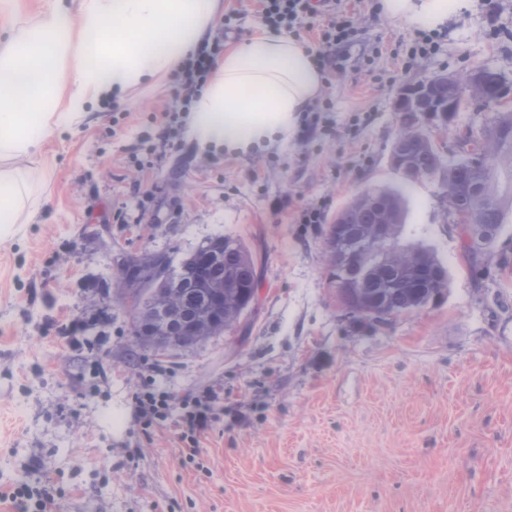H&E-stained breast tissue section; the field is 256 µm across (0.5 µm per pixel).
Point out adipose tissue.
Segmentation results:
<instances>
[{
  "label": "adipose tissue",
  "mask_w": 512,
  "mask_h": 512,
  "mask_svg": "<svg viewBox=\"0 0 512 512\" xmlns=\"http://www.w3.org/2000/svg\"><path fill=\"white\" fill-rule=\"evenodd\" d=\"M388 18L439 30L471 0H380ZM219 0H43L26 16L0 0V240L23 223L36 182L16 159L36 160L51 129L80 123L92 105L123 100L133 87L176 70L208 39ZM312 50L262 29L225 52L189 107L188 135L199 148L245 152L289 137L321 95Z\"/></svg>",
  "instance_id": "1"
}]
</instances>
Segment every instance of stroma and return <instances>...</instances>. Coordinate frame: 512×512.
<instances>
[{
    "label": "stroma",
    "instance_id": "obj_1",
    "mask_svg": "<svg viewBox=\"0 0 512 512\" xmlns=\"http://www.w3.org/2000/svg\"><path fill=\"white\" fill-rule=\"evenodd\" d=\"M344 5L354 37L315 125L288 139L245 153L164 141L180 107L166 79L47 135L35 217L0 241V490L50 488L59 512H512V272L498 267L512 223L465 254L437 187L417 184L407 231L447 263L448 293L384 324L344 316L323 250L355 193L400 181L402 85L477 66L512 77V0H474L417 57L415 28L378 0ZM316 205L322 223H298ZM224 235L261 270L252 314L192 348L137 346L116 263L178 261ZM156 364L175 395L224 389L194 461L174 426L144 432L133 411Z\"/></svg>",
    "mask_w": 512,
    "mask_h": 512
}]
</instances>
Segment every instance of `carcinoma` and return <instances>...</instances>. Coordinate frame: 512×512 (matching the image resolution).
I'll return each instance as SVG.
<instances>
[{"label":"carcinoma","instance_id":"cac0c4a2","mask_svg":"<svg viewBox=\"0 0 512 512\" xmlns=\"http://www.w3.org/2000/svg\"><path fill=\"white\" fill-rule=\"evenodd\" d=\"M394 141L419 180L437 186L446 210L467 213L486 234L485 245H493L512 216V111L497 113L481 129L483 171L440 153L404 125ZM412 184L366 189L326 230L329 279L345 315L357 322L380 324L421 311L448 291V267L435 249L405 236V191ZM382 227L393 242L379 259L373 250ZM125 262L127 274L115 277L113 287L136 297L132 335L143 348L187 349L235 328L259 288L251 251L238 237L203 242L176 269L167 253L151 250Z\"/></svg>","mask_w":512,"mask_h":512}]
</instances>
